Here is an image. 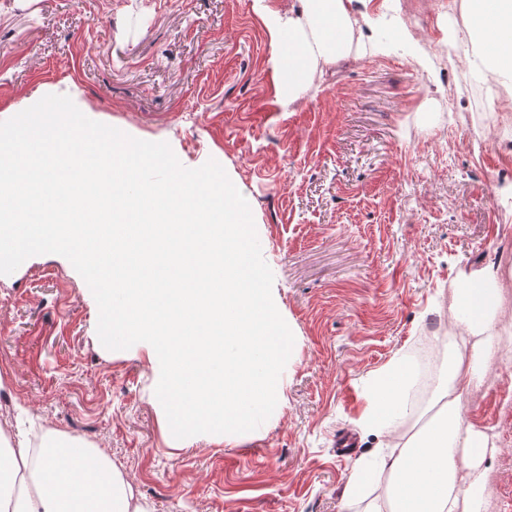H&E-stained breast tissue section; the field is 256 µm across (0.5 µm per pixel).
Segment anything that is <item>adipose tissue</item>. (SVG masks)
<instances>
[{
	"label": "adipose tissue",
	"instance_id": "obj_1",
	"mask_svg": "<svg viewBox=\"0 0 512 512\" xmlns=\"http://www.w3.org/2000/svg\"><path fill=\"white\" fill-rule=\"evenodd\" d=\"M352 0H298L287 16L263 15L274 48L276 91L304 97L318 68L352 53L357 20ZM466 32L493 69L512 70V0H462ZM448 318L459 329L448 367L429 401L434 413L414 434L406 387L410 368L396 358L368 380L364 427L386 434L390 453L357 462L345 500L384 483L385 497L368 512H479L490 452L487 436L462 415L461 401L479 382L492 354L493 326L502 293L497 273L465 276ZM0 512H147L132 484L98 449L48 432L38 453L26 437L0 451Z\"/></svg>",
	"mask_w": 512,
	"mask_h": 512
}]
</instances>
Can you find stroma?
<instances>
[{
	"label": "stroma",
	"mask_w": 512,
	"mask_h": 512,
	"mask_svg": "<svg viewBox=\"0 0 512 512\" xmlns=\"http://www.w3.org/2000/svg\"><path fill=\"white\" fill-rule=\"evenodd\" d=\"M291 0H0V121L48 94L88 118L216 160L248 201L272 293L298 338L285 401L232 443L165 428L143 343L106 349L63 256L0 275V389L105 452L149 512H365L345 504L368 377L428 345L461 274L512 265V79L458 40L448 0H355L361 44L308 95L275 92L261 6ZM459 52L446 63L442 46ZM493 433L481 512H512V364L462 404ZM357 446L336 452L344 432Z\"/></svg>",
	"instance_id": "1"
}]
</instances>
